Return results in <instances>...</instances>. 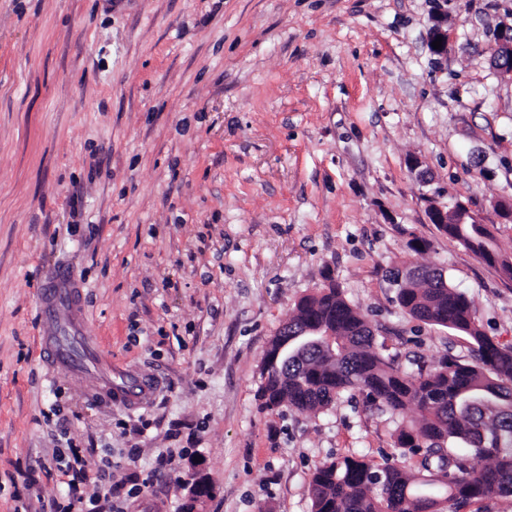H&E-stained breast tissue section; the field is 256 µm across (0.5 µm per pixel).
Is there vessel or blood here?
Listing matches in <instances>:
<instances>
[{
    "mask_svg": "<svg viewBox=\"0 0 512 512\" xmlns=\"http://www.w3.org/2000/svg\"><path fill=\"white\" fill-rule=\"evenodd\" d=\"M38 311L45 325L41 351L45 359L75 375L89 365H96L105 374L98 390L100 398L117 399L131 406L145 403L151 389L137 376L112 381V360L84 334V316L79 287L68 267L58 266L47 271L38 298Z\"/></svg>",
    "mask_w": 512,
    "mask_h": 512,
    "instance_id": "vessel-or-blood-1",
    "label": "vessel or blood"
}]
</instances>
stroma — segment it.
<instances>
[{
    "mask_svg": "<svg viewBox=\"0 0 512 512\" xmlns=\"http://www.w3.org/2000/svg\"><path fill=\"white\" fill-rule=\"evenodd\" d=\"M505 22L512 0H0V512H182L196 467L198 512H311L316 466L395 451L360 393L261 406L269 340L331 282L383 355L467 353L398 306L385 273L408 265L442 267L512 344V282L428 217L463 202L512 255ZM59 264L113 372L154 378L147 402L93 401L98 371L43 358ZM437 37H442V47L440 49H434L432 46V42H434ZM452 41V35L448 33V26H445V22L443 19V14L441 10L435 13L433 16V24L430 28L429 32V47L431 52L437 56H445L448 53V46ZM491 62L499 76L512 78V24L499 29L491 48ZM206 476L200 471L195 470L190 481L184 484L183 489L187 491L185 496L186 504L194 505L191 511L185 509V512H196L197 504L205 497H208L212 492L211 483L207 481Z\"/></svg>",
    "mask_w": 512,
    "mask_h": 512,
    "instance_id": "35a3bbf8",
    "label": "stroma"
}]
</instances>
